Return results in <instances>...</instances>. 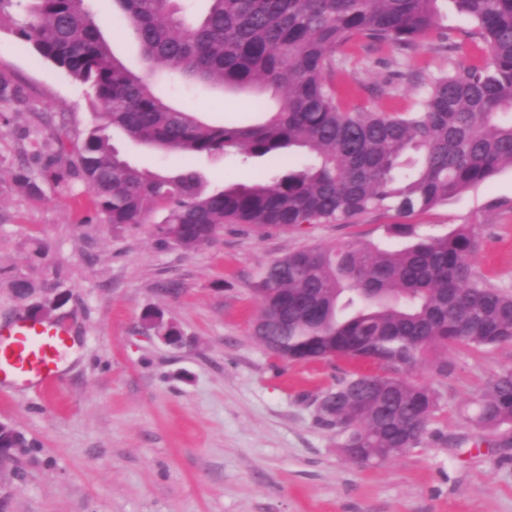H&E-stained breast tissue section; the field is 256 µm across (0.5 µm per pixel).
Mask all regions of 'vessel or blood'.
<instances>
[{
	"mask_svg": "<svg viewBox=\"0 0 512 512\" xmlns=\"http://www.w3.org/2000/svg\"><path fill=\"white\" fill-rule=\"evenodd\" d=\"M67 336L60 324L46 326L25 317L0 322V388L23 385L51 390Z\"/></svg>",
	"mask_w": 512,
	"mask_h": 512,
	"instance_id": "b4317fda",
	"label": "vessel or blood"
}]
</instances>
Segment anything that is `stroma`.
I'll return each mask as SVG.
<instances>
[{
    "mask_svg": "<svg viewBox=\"0 0 512 512\" xmlns=\"http://www.w3.org/2000/svg\"><path fill=\"white\" fill-rule=\"evenodd\" d=\"M443 35L391 53L356 49L347 79L349 105L380 111L417 95L406 71L435 72L470 64L486 49L450 0ZM0 73L21 98L1 107L0 322L22 317L10 277L69 292L66 322L78 355L51 394L24 387L0 392V422L36 443L0 483L10 512H512V447L468 439L470 416L490 379L512 370V344L461 345L424 354L410 379L441 396L426 445L382 463L347 459L318 419L322 394L382 368L345 357L293 362L272 355L252 334L261 310L253 291L262 268L289 252L352 243H394L393 224L444 235L476 225L481 239L472 263L489 284L512 292V168L424 212L375 211L356 224L301 229L225 225L210 245H161L156 227L122 231L105 224L83 181L44 184L33 198L13 180L17 167L40 174L51 152L73 153L93 121L89 90L40 59L9 28L0 29ZM172 104L214 124L263 121L278 103L261 92V112L243 94L196 87L164 89ZM50 153L35 155L33 140ZM132 164L167 172L187 163L211 186L270 180L308 159L243 160L239 155L189 159L131 141ZM45 242L47 258L35 253ZM162 311L184 338L163 344L143 315ZM444 361L448 373L436 375Z\"/></svg>",
    "mask_w": 512,
    "mask_h": 512,
    "instance_id": "35a3bbf8",
    "label": "stroma"
}]
</instances>
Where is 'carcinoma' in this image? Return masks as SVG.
I'll return each mask as SVG.
<instances>
[{
	"label": "carcinoma",
	"instance_id": "cac0c4a2",
	"mask_svg": "<svg viewBox=\"0 0 512 512\" xmlns=\"http://www.w3.org/2000/svg\"><path fill=\"white\" fill-rule=\"evenodd\" d=\"M18 34L45 61L91 92L98 108L82 147L55 155L33 177L14 180L32 196L41 181L76 176L115 231L154 223L163 244L192 249L226 224L299 228L355 224L370 212L425 211L512 167V0H450L473 25L488 57L416 76L420 96L398 112H349L335 84L339 50L366 42L404 54L440 25L441 0H205L192 18L170 0H111L118 28L140 48L136 74L113 53L94 18L92 0H27ZM170 85L280 91L278 110L251 126L208 125L153 90L155 69ZM21 90L0 75V102ZM145 146L219 158H251L303 149L315 162L272 180L208 188L187 164L162 175L132 165L113 133ZM400 248L356 244L302 249L267 264L254 284L261 315L253 335L291 361L337 356L382 364L395 376L358 375L341 384L363 394L336 404V433L346 456L384 462L425 445L438 393L403 374L437 345L487 348L512 343V294L479 279L472 258L476 225L420 236L392 225ZM39 292L25 276L11 280L24 304ZM472 425L503 429L512 446V371L489 382ZM3 461L33 447L12 425L0 427Z\"/></svg>",
	"mask_w": 512,
	"mask_h": 512
}]
</instances>
